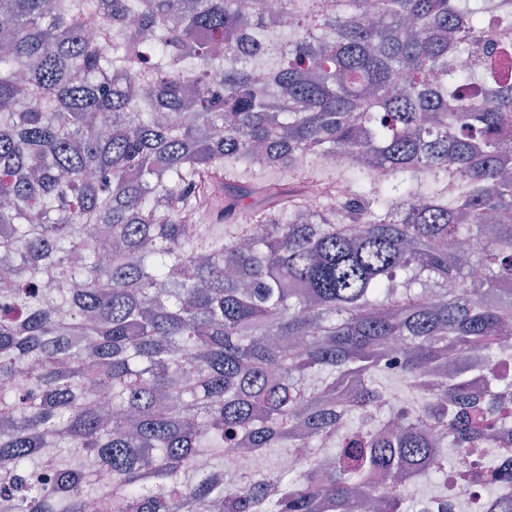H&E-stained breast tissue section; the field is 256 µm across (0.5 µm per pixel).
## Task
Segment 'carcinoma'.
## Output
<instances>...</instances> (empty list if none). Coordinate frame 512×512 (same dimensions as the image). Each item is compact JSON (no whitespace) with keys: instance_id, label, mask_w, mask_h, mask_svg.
Wrapping results in <instances>:
<instances>
[{"instance_id":"carcinoma-1","label":"carcinoma","mask_w":512,"mask_h":512,"mask_svg":"<svg viewBox=\"0 0 512 512\" xmlns=\"http://www.w3.org/2000/svg\"><path fill=\"white\" fill-rule=\"evenodd\" d=\"M470 2L279 0L283 39L262 0H0L13 512H419L373 477L414 473L434 432L440 483L486 446L512 401L493 368L512 339V44L484 29L512 27V0ZM486 73L500 88L473 102ZM337 155L357 162L295 167ZM273 169L288 179L254 176ZM394 356L428 407L365 433ZM226 448L332 463L227 483L197 465ZM487 481L512 494V470Z\"/></svg>"}]
</instances>
